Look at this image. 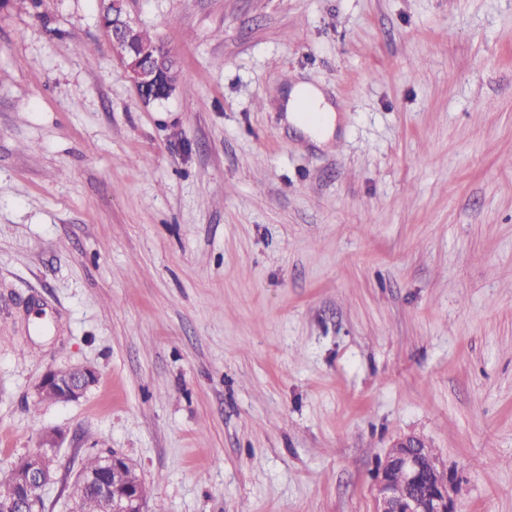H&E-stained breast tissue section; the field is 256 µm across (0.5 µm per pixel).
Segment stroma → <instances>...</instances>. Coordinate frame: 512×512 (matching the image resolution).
I'll return each mask as SVG.
<instances>
[{
  "label": "stroma",
  "mask_w": 512,
  "mask_h": 512,
  "mask_svg": "<svg viewBox=\"0 0 512 512\" xmlns=\"http://www.w3.org/2000/svg\"><path fill=\"white\" fill-rule=\"evenodd\" d=\"M98 7L0 9V470L54 432L46 512L113 452L146 512H375L414 435L512 512V0H127L150 104ZM135 35L129 44L123 47V52L133 54L142 48L151 47L157 51L162 58H168L170 55L159 42L151 37L146 31L136 27ZM128 79L135 86L139 96L145 101L167 97L174 90L176 81L174 72L166 68L161 61H156L149 57L146 52L133 54L128 58L120 57ZM157 87H161L162 95L155 96ZM153 88L152 93L148 94V89ZM304 103L310 107L312 112L318 113L319 122L311 123L304 115L300 114V105ZM285 109L287 121L309 134L314 141L324 143L332 136L336 127V111L318 88L306 84L295 86L288 93ZM95 381V372L90 368L79 367L67 371L48 370L38 389L41 396L70 402L79 399Z\"/></svg>",
  "instance_id": "35a3bbf8"
}]
</instances>
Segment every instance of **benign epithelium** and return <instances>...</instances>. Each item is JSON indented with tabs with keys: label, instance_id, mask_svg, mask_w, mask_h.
<instances>
[{
	"label": "benign epithelium",
	"instance_id": "7a95c632",
	"mask_svg": "<svg viewBox=\"0 0 512 512\" xmlns=\"http://www.w3.org/2000/svg\"><path fill=\"white\" fill-rule=\"evenodd\" d=\"M112 40L127 36L133 28L125 10V0H112V24L101 23ZM128 79L139 96L148 101L157 96L150 88H161L167 97L176 85L174 72L147 53L121 59ZM96 381L95 372L79 367L67 371H47L39 393L68 402L79 399ZM52 481L49 454L21 459L14 469L12 495L0 501V512H39L40 499ZM377 512H456L452 476L418 438H398L379 464L375 475ZM76 485L92 487L96 493L112 497L113 512H145L144 495L135 474L122 485L110 486L100 474L78 472Z\"/></svg>",
	"mask_w": 512,
	"mask_h": 512
}]
</instances>
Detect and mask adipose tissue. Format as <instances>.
Segmentation results:
<instances>
[{"label": "adipose tissue", "instance_id": "ef3b65f1", "mask_svg": "<svg viewBox=\"0 0 512 512\" xmlns=\"http://www.w3.org/2000/svg\"><path fill=\"white\" fill-rule=\"evenodd\" d=\"M285 109L287 121L314 141L324 143L332 136L337 115L318 88L306 84L295 86L286 99Z\"/></svg>", "mask_w": 512, "mask_h": 512}]
</instances>
